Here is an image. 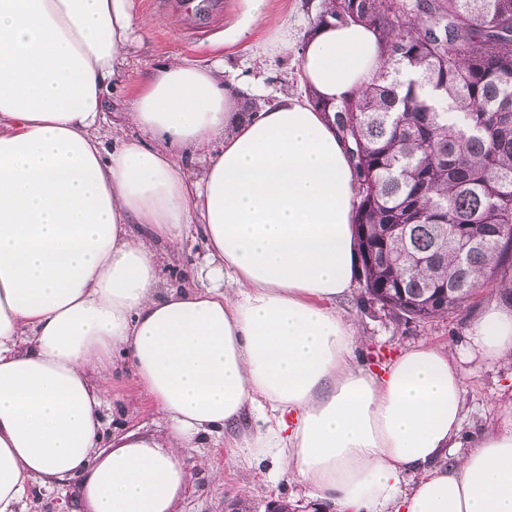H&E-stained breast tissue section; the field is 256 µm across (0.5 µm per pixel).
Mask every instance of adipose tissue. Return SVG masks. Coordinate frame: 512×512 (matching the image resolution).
<instances>
[{
    "label": "adipose tissue",
    "mask_w": 512,
    "mask_h": 512,
    "mask_svg": "<svg viewBox=\"0 0 512 512\" xmlns=\"http://www.w3.org/2000/svg\"><path fill=\"white\" fill-rule=\"evenodd\" d=\"M243 3L225 43L262 26L290 48L272 0ZM144 25L134 0H0V512H25L36 481L76 483L79 512H176L186 448L235 427L269 482L336 512H512V422L435 463L459 445L461 361L512 357V311L373 369L336 309L359 253L331 109L379 69L376 32L312 27V99L280 91L246 116L259 84L172 59L118 115L136 136L109 147L103 95ZM190 237L209 285L163 286ZM124 361L163 438L106 433Z\"/></svg>",
    "instance_id": "1"
}]
</instances>
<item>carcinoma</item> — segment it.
<instances>
[{"label": "carcinoma", "instance_id": "1", "mask_svg": "<svg viewBox=\"0 0 512 512\" xmlns=\"http://www.w3.org/2000/svg\"><path fill=\"white\" fill-rule=\"evenodd\" d=\"M328 19L381 41L379 70L333 108L362 301L432 322L496 278L512 292V0H324Z\"/></svg>", "mask_w": 512, "mask_h": 512}]
</instances>
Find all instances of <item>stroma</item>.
<instances>
[{
	"label": "stroma",
	"instance_id": "35a3bbf8",
	"mask_svg": "<svg viewBox=\"0 0 512 512\" xmlns=\"http://www.w3.org/2000/svg\"><path fill=\"white\" fill-rule=\"evenodd\" d=\"M224 13L200 39L185 35V19L179 10H153L149 0H136V8L145 19L146 28L136 29L126 46L124 77L105 95V108L110 112L127 109L143 86L147 76L174 58H184L202 65L224 66L225 80L257 78L273 90L299 87V59L295 51L277 53L263 28H255L234 45L224 42V31L234 24L243 10L242 0H223ZM275 11L287 25L294 41H302L319 14L323 0H273ZM361 286H354L339 308L345 318L358 329L354 349L358 363L376 367L406 347L433 344L455 348L461 343L471 324L491 305L503 303V291L496 284L480 288L476 297L462 305L447 319L429 323H407L392 314L359 303ZM462 384L465 396L464 433L489 432L512 421V360L498 362L464 360ZM136 384L132 375L115 382L105 410V427L110 431L143 427L156 436L166 433L154 404L148 398L127 402L126 395ZM234 431L207 439L202 447L188 449L185 465L191 474L187 490L177 512H224L232 490L242 487L256 512H263L268 500H287L296 512H306L311 502L305 486L290 477L277 484L266 481L259 468L241 462V449L233 444ZM210 461V468L199 467L200 459ZM224 473L216 482L211 468Z\"/></svg>",
	"mask_w": 512,
	"mask_h": 512
}]
</instances>
